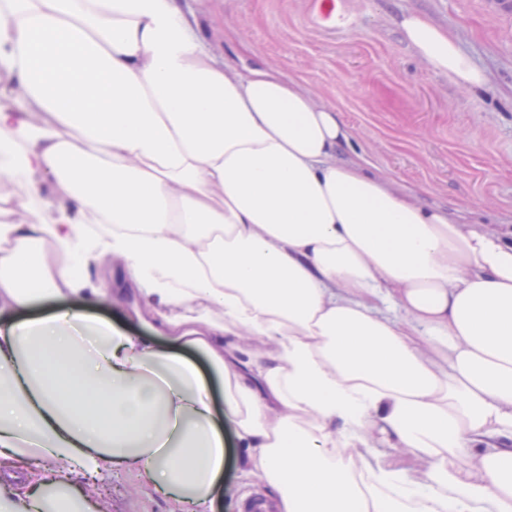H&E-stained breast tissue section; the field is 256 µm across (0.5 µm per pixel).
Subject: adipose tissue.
Masks as SVG:
<instances>
[{
	"mask_svg": "<svg viewBox=\"0 0 512 512\" xmlns=\"http://www.w3.org/2000/svg\"><path fill=\"white\" fill-rule=\"evenodd\" d=\"M400 28L482 88L447 31ZM0 72V512H94L81 483L121 467L215 512L228 427L270 512H512V239L337 161L338 112L231 66L187 0H0ZM96 315L111 320L112 324L122 326L130 331H138L139 325L132 318V315L127 311L126 307L121 306H109L96 312Z\"/></svg>",
	"mask_w": 512,
	"mask_h": 512,
	"instance_id": "adipose-tissue-1",
	"label": "adipose tissue"
}]
</instances>
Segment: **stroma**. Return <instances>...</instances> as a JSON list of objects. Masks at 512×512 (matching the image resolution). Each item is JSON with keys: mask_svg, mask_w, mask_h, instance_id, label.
<instances>
[{"mask_svg": "<svg viewBox=\"0 0 512 512\" xmlns=\"http://www.w3.org/2000/svg\"><path fill=\"white\" fill-rule=\"evenodd\" d=\"M205 38L228 33L234 65L259 59L340 112L352 130L341 159L364 157L370 173L455 221L512 233V19L486 0H351L354 29L305 22L304 0H189ZM419 13L448 30L480 69L468 92L429 70L397 20ZM98 512H173L134 471L89 488Z\"/></svg>", "mask_w": 512, "mask_h": 512, "instance_id": "35a3bbf8", "label": "stroma"}]
</instances>
